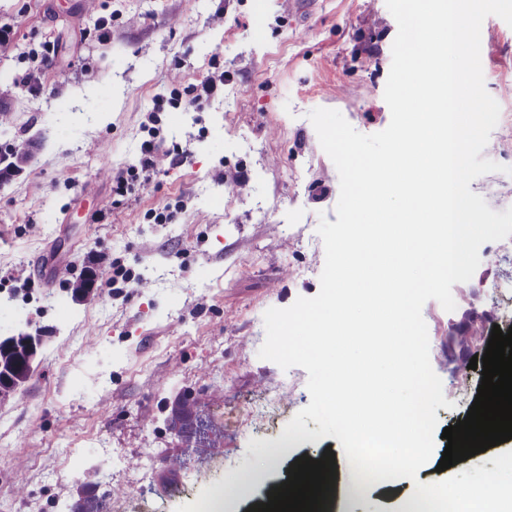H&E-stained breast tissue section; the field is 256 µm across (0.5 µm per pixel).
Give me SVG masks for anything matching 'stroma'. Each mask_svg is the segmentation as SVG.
Returning <instances> with one entry per match:
<instances>
[{
	"label": "stroma",
	"mask_w": 512,
	"mask_h": 512,
	"mask_svg": "<svg viewBox=\"0 0 512 512\" xmlns=\"http://www.w3.org/2000/svg\"><path fill=\"white\" fill-rule=\"evenodd\" d=\"M0 31L11 40L0 154L29 146L0 178V295L23 314L0 313V338L44 332L31 376L0 403V512H197L233 479L245 490L226 512H248L297 457L342 454L335 437L305 439L266 466L310 394L303 368L258 352L268 308L318 294L317 227L337 220L338 171L309 112L338 110L363 134L390 123L398 26L386 0H0ZM482 32L485 87L500 106L482 155L512 166V26L490 16ZM46 49L43 85L28 89L21 79ZM151 123L167 165L103 211ZM237 178L243 189L228 192ZM164 206L171 218L156 223ZM492 250L498 262L453 285L454 311L422 309L453 403L436 411L442 428L466 417L482 379L476 369L458 386L449 334L472 320L487 333L512 328V241L480 248ZM116 261L144 287L113 288ZM65 269L95 271L94 290L74 299ZM184 396L199 399L200 420L172 425ZM172 456L187 468L169 472ZM143 462V494L110 492L137 483Z\"/></svg>",
	"instance_id": "1"
}]
</instances>
